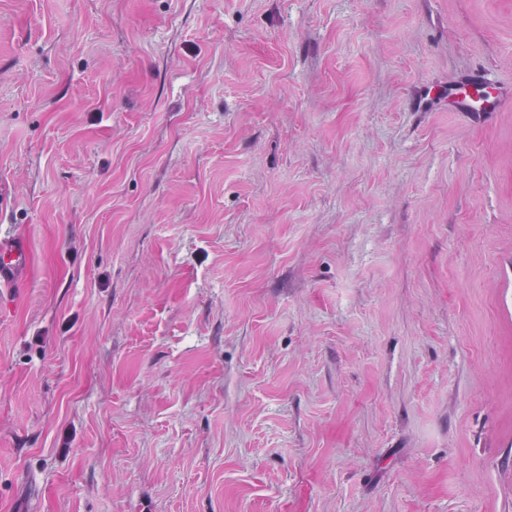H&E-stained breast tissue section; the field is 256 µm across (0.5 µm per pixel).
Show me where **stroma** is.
<instances>
[{
	"label": "stroma",
	"mask_w": 512,
	"mask_h": 512,
	"mask_svg": "<svg viewBox=\"0 0 512 512\" xmlns=\"http://www.w3.org/2000/svg\"><path fill=\"white\" fill-rule=\"evenodd\" d=\"M512 0H0V512H512ZM483 88L479 75L475 74L467 83L448 87V108L459 112H489L498 104L499 94L493 92L480 106L473 103L472 94ZM30 260V250L24 240L0 238V287L21 281L29 269Z\"/></svg>",
	"instance_id": "obj_1"
}]
</instances>
